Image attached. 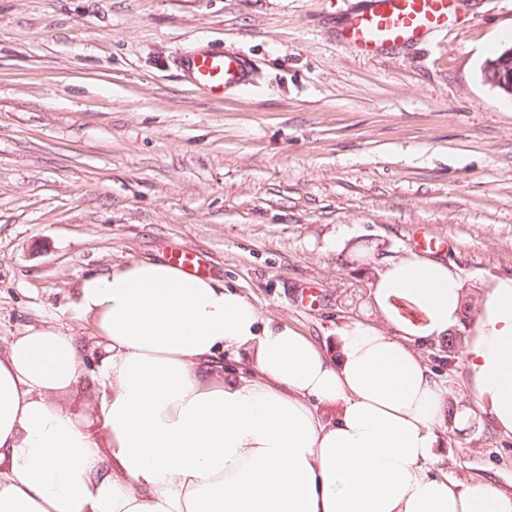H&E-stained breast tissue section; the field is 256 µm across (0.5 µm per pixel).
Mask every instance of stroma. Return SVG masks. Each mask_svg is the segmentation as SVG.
Masks as SVG:
<instances>
[{"label": "stroma", "instance_id": "obj_1", "mask_svg": "<svg viewBox=\"0 0 512 512\" xmlns=\"http://www.w3.org/2000/svg\"><path fill=\"white\" fill-rule=\"evenodd\" d=\"M359 0H0V354L28 327L85 363L59 401L87 417L98 345L82 280L170 251L319 347L374 321L373 269L444 241L470 297L512 274V98L481 67L512 43V0L364 58L336 31ZM238 49L257 84L213 99L176 57ZM372 247L362 257L360 245ZM431 467L512 491V436L442 434Z\"/></svg>", "mask_w": 512, "mask_h": 512}]
</instances>
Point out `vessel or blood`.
Listing matches in <instances>:
<instances>
[{
  "label": "vessel or blood",
  "mask_w": 512,
  "mask_h": 512,
  "mask_svg": "<svg viewBox=\"0 0 512 512\" xmlns=\"http://www.w3.org/2000/svg\"><path fill=\"white\" fill-rule=\"evenodd\" d=\"M455 15L454 0H363L362 6L347 12L338 35L361 55L375 56L447 31ZM178 64L197 89L217 99L256 82L252 58L237 49L200 47L179 54Z\"/></svg>",
  "instance_id": "vessel-or-blood-1"
}]
</instances>
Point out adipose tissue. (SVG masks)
<instances>
[{
	"label": "adipose tissue",
	"instance_id": "ef3b65f1",
	"mask_svg": "<svg viewBox=\"0 0 512 512\" xmlns=\"http://www.w3.org/2000/svg\"><path fill=\"white\" fill-rule=\"evenodd\" d=\"M370 294L377 323L344 326L331 357L166 262L85 277L73 313L102 348L109 442L58 402L81 375L76 338L50 325L16 336L0 356V512H512V491L429 468L444 423L512 435V276L477 301L462 405L421 354L462 321L456 269L408 254ZM227 349L246 350L248 369L207 385Z\"/></svg>",
	"mask_w": 512,
	"mask_h": 512
}]
</instances>
